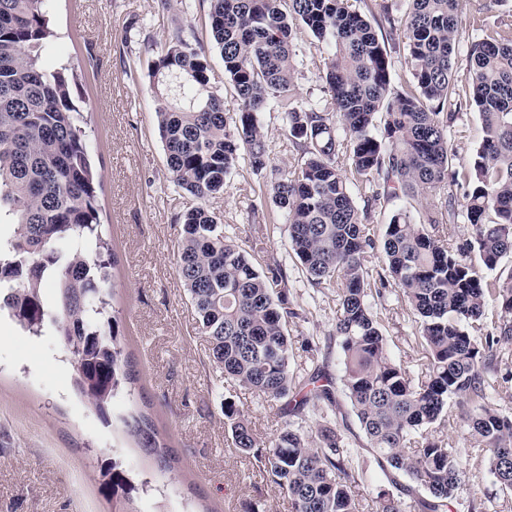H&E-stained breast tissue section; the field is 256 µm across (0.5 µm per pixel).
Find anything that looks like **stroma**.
<instances>
[{
    "label": "stroma",
    "mask_w": 512,
    "mask_h": 512,
    "mask_svg": "<svg viewBox=\"0 0 512 512\" xmlns=\"http://www.w3.org/2000/svg\"><path fill=\"white\" fill-rule=\"evenodd\" d=\"M58 40L46 67L70 62L77 80L75 105L87 112L93 134L91 163L100 182V218L109 228L116 295L112 302L124 352L134 362L131 390L114 398L111 424L74 389L76 369L51 328L42 335L0 318V512H293L287 493L253 457L238 452L221 409L235 402L261 441L285 424L280 402L265 400L231 381L216 383L208 343L177 273L181 216L205 206L226 234L251 248L262 240L288 273L287 323L293 366L316 362L332 380L342 375L340 351L329 341L336 322L335 292L314 290L294 255L268 186L278 172L301 161L279 113L260 115L270 162L253 169L239 158L224 192L200 200L177 189L166 162L152 92L154 63L169 34L181 27L210 66L212 91L226 112L238 98L209 26V0H47ZM323 59L307 33L298 36L295 85L300 99L323 97ZM371 303L381 317L389 356L419 370L414 315L400 292ZM146 409L172 449L174 469L159 467L129 438L122 417ZM116 460L147 492L115 499L103 489L101 461ZM363 481L351 491L370 505L379 488L405 476L381 468L359 449Z\"/></svg>",
    "instance_id": "stroma-1"
}]
</instances>
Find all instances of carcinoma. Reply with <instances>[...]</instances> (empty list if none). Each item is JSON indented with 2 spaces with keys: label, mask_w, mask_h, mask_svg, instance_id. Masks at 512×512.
<instances>
[{
  "label": "carcinoma",
  "mask_w": 512,
  "mask_h": 512,
  "mask_svg": "<svg viewBox=\"0 0 512 512\" xmlns=\"http://www.w3.org/2000/svg\"><path fill=\"white\" fill-rule=\"evenodd\" d=\"M213 42L234 86L238 111L224 112L211 91L209 64L176 29L154 64V94L167 165L181 190L201 199L224 193L240 157L266 166L269 148L258 120L281 114L303 163L282 173L271 194L310 285L339 300L336 338L342 391L367 445L407 477L409 499L388 489L375 512H449L462 482L486 467L504 495L512 492V417L495 407L512 389L498 376V350L512 344V273L491 278L512 255V23L486 28L469 42L461 91L454 59L462 0H406L402 65L412 87L393 88L394 60L375 26L395 24L392 6L369 18L352 0H209ZM325 49L327 95L298 98L293 58L297 32ZM55 32L44 0H0V310L24 331L49 325L75 364L76 390L110 424L108 406L136 380L111 313L115 265L104 236L87 149V120L74 104V76L42 57ZM478 113L482 139L468 163L455 165L451 131ZM346 166L339 165L342 146ZM364 188L358 207L352 187ZM464 190L460 204L454 189ZM399 200L381 239L372 214ZM470 224L468 237L455 225ZM383 255L380 287L367 268ZM177 271L209 343L216 380L230 379L283 414L319 413L313 430L289 421L261 444L235 403L224 401L234 447L286 490L294 512H360L351 495L356 449L339 428L332 382L318 369L291 367L286 328L293 314L288 276L275 260L252 256L205 207L183 216ZM399 290L419 324L421 372L393 361L369 297ZM58 299L46 309L43 290ZM499 304L498 320L485 306ZM455 403L459 415L447 414ZM474 440L463 452L434 438L430 426L454 422ZM127 434L163 468L175 457L150 417L123 419ZM112 496L133 483L106 468Z\"/></svg>",
  "instance_id": "carcinoma-1"
}]
</instances>
